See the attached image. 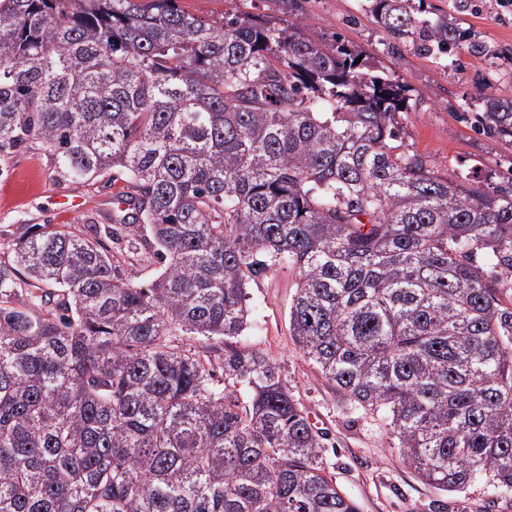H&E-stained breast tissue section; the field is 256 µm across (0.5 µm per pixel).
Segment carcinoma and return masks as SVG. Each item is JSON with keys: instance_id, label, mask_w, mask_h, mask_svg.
<instances>
[{"instance_id": "carcinoma-1", "label": "carcinoma", "mask_w": 512, "mask_h": 512, "mask_svg": "<svg viewBox=\"0 0 512 512\" xmlns=\"http://www.w3.org/2000/svg\"><path fill=\"white\" fill-rule=\"evenodd\" d=\"M366 7L431 54L469 41L410 0ZM359 57L243 10L0 0V178L36 144L55 181H123L119 250L165 262L125 280L92 217L7 242L0 512H359L276 364L236 342L251 281L284 263L295 344L386 418L402 464L512 494V179L450 180L404 149L408 89ZM482 105L475 122L512 142V97Z\"/></svg>"}]
</instances>
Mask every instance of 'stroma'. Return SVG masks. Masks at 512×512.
I'll return each mask as SVG.
<instances>
[{
    "label": "stroma",
    "instance_id": "obj_1",
    "mask_svg": "<svg viewBox=\"0 0 512 512\" xmlns=\"http://www.w3.org/2000/svg\"><path fill=\"white\" fill-rule=\"evenodd\" d=\"M202 19L239 8L285 23L301 25L312 39L341 35L362 52L368 64L394 74L411 95V111L402 113L404 146L431 160L439 174L486 185L492 176L512 173V144L493 139L463 122L461 114L483 92L512 97V15L499 0H424L433 12L469 27L484 54L462 48L432 57L411 43L395 40L360 8V0H181ZM49 159L24 149L11 159V172L0 179V234L21 224L77 225L86 215L112 221V189L99 182L58 183L49 177ZM81 206L61 212L62 198ZM298 272L292 267L259 276L248 288L251 323L242 344L266 353L277 365L294 398L325 436L323 462L340 489L360 512H512V496H500L481 482L464 492H446L420 480L391 446L381 415L341 400L330 383L293 343L288 309Z\"/></svg>",
    "mask_w": 512,
    "mask_h": 512
}]
</instances>
